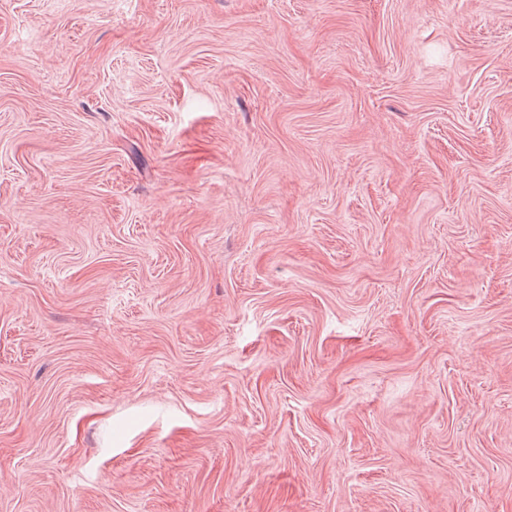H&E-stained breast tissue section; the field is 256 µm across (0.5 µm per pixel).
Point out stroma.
<instances>
[{
  "mask_svg": "<svg viewBox=\"0 0 512 512\" xmlns=\"http://www.w3.org/2000/svg\"><path fill=\"white\" fill-rule=\"evenodd\" d=\"M0 512H512V0H0Z\"/></svg>",
  "mask_w": 512,
  "mask_h": 512,
  "instance_id": "35a3bbf8",
  "label": "stroma"
}]
</instances>
